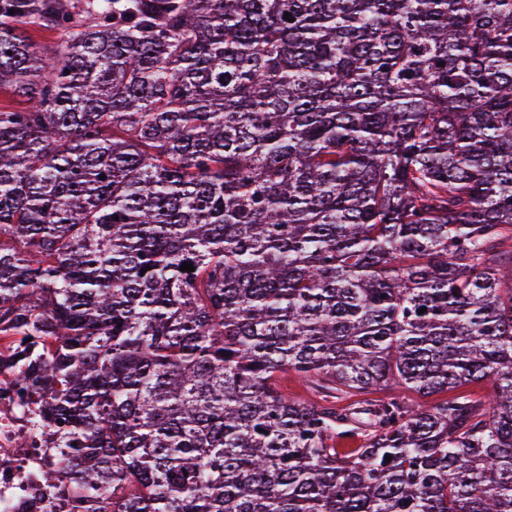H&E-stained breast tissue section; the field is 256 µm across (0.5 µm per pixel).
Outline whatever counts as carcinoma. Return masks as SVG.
<instances>
[{"instance_id": "1", "label": "carcinoma", "mask_w": 512, "mask_h": 512, "mask_svg": "<svg viewBox=\"0 0 512 512\" xmlns=\"http://www.w3.org/2000/svg\"><path fill=\"white\" fill-rule=\"evenodd\" d=\"M2 90L72 512H512V0H0Z\"/></svg>"}]
</instances>
